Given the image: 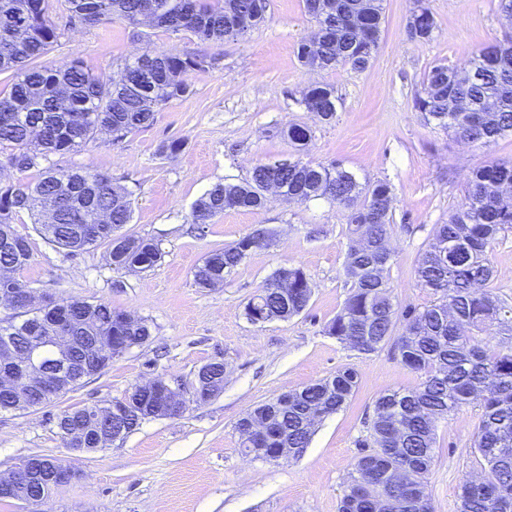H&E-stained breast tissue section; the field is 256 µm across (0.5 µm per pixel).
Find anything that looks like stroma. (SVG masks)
<instances>
[{
    "mask_svg": "<svg viewBox=\"0 0 512 512\" xmlns=\"http://www.w3.org/2000/svg\"><path fill=\"white\" fill-rule=\"evenodd\" d=\"M48 4L61 37L44 56L46 65L78 57L106 81L145 51L204 54L215 63L187 75L190 94L159 106L150 127L118 142L104 134L53 158L61 168L103 172L114 187L131 191L133 219L124 231L158 243L156 266L114 270L105 247L72 255L47 243L28 214L16 218L32 249L30 263L16 273L22 287L58 301L110 303L148 319L152 340L44 408L0 414V472L33 455L73 465L78 478L56 490L43 512H337L376 398L420 382L389 348L366 354L324 332L350 287L345 211L326 200L272 196L262 210L230 209L195 224L191 207L215 183H243L257 164L298 156L281 130L308 127L303 160L340 163L363 184H391L392 299L401 306L428 304L431 296L417 288L414 270L431 228L456 209L471 169L512 161V135L486 147L461 143L426 124L414 98L433 66H462L481 47L512 38V20L500 13L498 0H426L436 29L431 40L419 41L407 29L413 0H383L379 47L365 70H311L296 56L298 43L316 31L303 0H269L263 23L221 44L116 19L72 25L66 0ZM315 83L336 92L333 122H321L301 103ZM172 139L182 140V150L160 156V145ZM259 229L271 234L269 246L252 250L222 286L196 284L194 271L206 256ZM490 260V287L512 305V230L494 245ZM289 265L309 276L308 308L287 320L251 324L245 304L277 268ZM211 361L226 367L224 388L199 405L191 400L194 374ZM345 367L356 369L358 386L345 408L316 425L301 456L263 463L242 455L236 431L242 416ZM152 373L182 387L189 398L183 414L146 420L124 440L92 452L68 448L57 435L52 420L61 411L111 403ZM477 422V408L463 406L438 424L426 483L433 512H459L460 487L478 468Z\"/></svg>",
    "mask_w": 512,
    "mask_h": 512,
    "instance_id": "obj_1",
    "label": "stroma"
}]
</instances>
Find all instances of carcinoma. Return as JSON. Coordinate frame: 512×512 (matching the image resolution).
<instances>
[{
	"instance_id": "obj_1",
	"label": "carcinoma",
	"mask_w": 512,
	"mask_h": 512,
	"mask_svg": "<svg viewBox=\"0 0 512 512\" xmlns=\"http://www.w3.org/2000/svg\"><path fill=\"white\" fill-rule=\"evenodd\" d=\"M46 0H0V73L10 86L0 92V170L13 159L24 163L17 172H40L32 183L22 178L0 181V293L20 287L15 273L28 264L31 247L14 228L21 213L34 217L40 234L52 245L75 254L107 247L112 268L153 267L161 257L158 245L145 238L114 232L132 220L131 193L116 189L106 174L88 168L61 169L50 156L75 151L107 131L119 141L133 129L155 120V107L189 93L185 76L209 67L200 55L165 51L150 54L154 71L141 91H130L137 60H129L104 82L80 58L60 66L40 59L58 41L49 20ZM143 0H68L71 13L98 15V23L114 18L139 24ZM153 26L171 32L190 31L204 41L222 42L245 36L265 19L267 0H153ZM315 21L316 36L300 42L302 65L328 70L348 66L362 70L378 46L383 21L382 0H305ZM408 29L418 40L432 39L436 23L425 0H415ZM302 103L320 120L336 117L337 99L330 85L307 89ZM426 123L448 131L458 141L488 146L512 133V42L478 50L462 67H432L421 95L414 101ZM283 135L297 150L311 138L308 127L292 124ZM276 184L289 201L326 199L343 206L346 230L352 239L345 262L350 289L325 333L336 341L372 353L389 344L402 365L420 374V384L409 390L380 395L374 404L369 438L360 442L364 453L355 461L353 476L338 512H433L425 480L435 461L437 423L463 405L479 410L473 449L480 479L461 487L460 512H512V345L492 348L484 341L490 327L512 335V306L486 285L494 277L489 252L500 234L512 229V163L492 160L474 168L464 197L448 216L435 224L431 239L420 253L417 287L433 296L423 307H398L388 281L393 254L388 248L392 224V188L385 181L362 184L335 163L324 165L296 160L288 168L256 165L244 183H217L193 204L191 219L205 224L227 209L264 208V188ZM72 204L58 211L56 222H41L49 202L60 193ZM249 237L209 254L195 272L197 284L215 288L247 257ZM286 278L288 294L274 288ZM309 277L300 266H283L247 303L245 316L266 321L286 320L309 305ZM75 322L73 341L63 359L89 377L95 344L104 337H123L133 347L145 345L152 328L145 319L126 327L122 312L98 300L66 304ZM400 335H393L398 318ZM53 320L43 306L0 318V364L26 358L35 336H50ZM358 384L355 369L345 367L324 379L288 392V406L279 398L247 412L237 423L258 416L270 419L267 433L241 452L255 461L277 458L278 448L305 449L314 423L342 409ZM51 404V393L39 383L21 391L0 389V413H21ZM106 407L75 405L57 415V433L71 448H107L112 435L129 434L140 424L134 417L122 424L103 419Z\"/></svg>"
}]
</instances>
